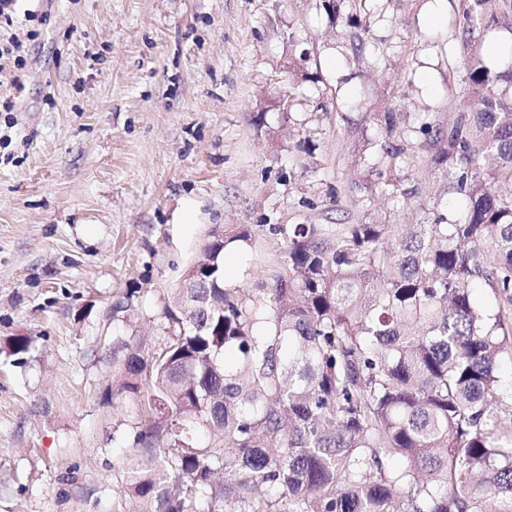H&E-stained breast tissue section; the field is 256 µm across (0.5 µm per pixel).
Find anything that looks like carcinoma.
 <instances>
[{
    "mask_svg": "<svg viewBox=\"0 0 512 512\" xmlns=\"http://www.w3.org/2000/svg\"><path fill=\"white\" fill-rule=\"evenodd\" d=\"M467 44L512 0H459ZM512 72L476 61L467 109L402 129L448 168L457 218L290 224L283 271L227 288L203 244L207 302L172 289L164 342L126 354L112 393L136 402L126 492L139 512H512ZM374 191L403 200L406 145L373 146ZM492 292L496 309L472 299Z\"/></svg>",
    "mask_w": 512,
    "mask_h": 512,
    "instance_id": "1",
    "label": "carcinoma"
}]
</instances>
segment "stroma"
Wrapping results in <instances>:
<instances>
[{"mask_svg": "<svg viewBox=\"0 0 512 512\" xmlns=\"http://www.w3.org/2000/svg\"><path fill=\"white\" fill-rule=\"evenodd\" d=\"M366 0L354 56L321 0H13L0 46V512H136L115 498L136 430L110 386L213 226L246 227L231 287L280 270V227L433 222L448 175L401 172L411 204L360 168L377 122H447L470 54L458 0ZM308 61H301L302 50ZM292 93L281 111L280 91ZM27 336L24 361L8 341Z\"/></svg>", "mask_w": 512, "mask_h": 512, "instance_id": "35a3bbf8", "label": "stroma"}]
</instances>
